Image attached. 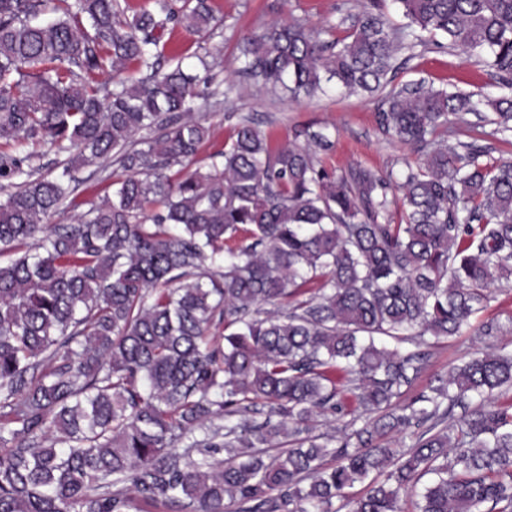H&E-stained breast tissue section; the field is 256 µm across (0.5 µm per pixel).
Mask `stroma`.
<instances>
[{
    "instance_id": "1",
    "label": "stroma",
    "mask_w": 512,
    "mask_h": 512,
    "mask_svg": "<svg viewBox=\"0 0 512 512\" xmlns=\"http://www.w3.org/2000/svg\"><path fill=\"white\" fill-rule=\"evenodd\" d=\"M368 3L369 0H210L215 13L224 18L223 27L208 36L192 33L182 26L166 30L164 39L169 47L182 54L184 66H197L195 54L199 47H208L214 54L210 76L220 94L198 104L196 116L210 128L200 159L223 149L233 136L239 117L248 116L276 147L294 144L295 133L303 126L329 128L333 134L332 148L314 150L313 155L321 165L338 172L355 164L388 172L415 161L418 153L414 147L392 142L380 132L379 97L347 98L332 89L311 100L291 102L240 71L239 44L261 34L271 23L300 20L321 31L333 24L337 36L341 37L349 30L348 19ZM419 80L451 90H480L490 96L499 93L486 70L456 48L433 45L416 48L413 58L398 71L394 82L401 85ZM111 182V169L92 165L81 170L73 194L75 206L53 215L52 223H70L76 205L111 194ZM477 344L472 335L434 343L424 370L409 390L410 395H418L435 377L447 375L452 365L459 363Z\"/></svg>"
}]
</instances>
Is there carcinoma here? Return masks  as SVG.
<instances>
[{
  "instance_id": "obj_1",
  "label": "carcinoma",
  "mask_w": 512,
  "mask_h": 512,
  "mask_svg": "<svg viewBox=\"0 0 512 512\" xmlns=\"http://www.w3.org/2000/svg\"><path fill=\"white\" fill-rule=\"evenodd\" d=\"M394 3L400 27L371 0L342 38L274 22L242 52L291 99L382 92V131L423 152L338 175L309 152L325 131L275 149L249 118L190 167L209 80L163 64L161 32L223 24L209 0H0V512H339L357 483L352 512H401L425 476L417 512H512V353L478 349L399 404L425 336L469 332L512 282V162L435 139L468 114L512 136V0ZM438 36L500 94L392 85ZM29 142L66 155L57 174ZM109 159L112 195L46 223ZM320 418L344 429L315 435Z\"/></svg>"
}]
</instances>
